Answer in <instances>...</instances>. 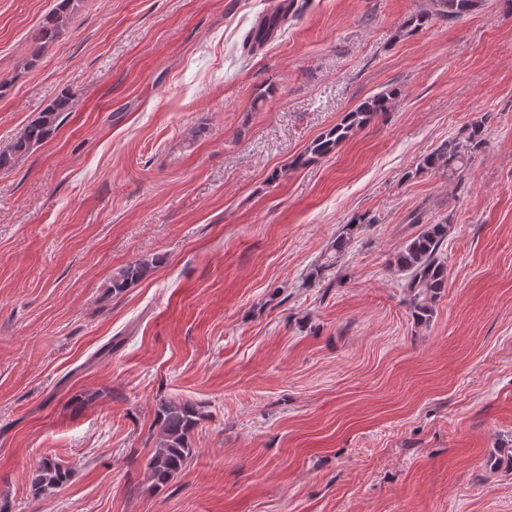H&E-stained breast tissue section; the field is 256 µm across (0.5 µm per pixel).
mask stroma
Segmentation results:
<instances>
[{
  "mask_svg": "<svg viewBox=\"0 0 512 512\" xmlns=\"http://www.w3.org/2000/svg\"><path fill=\"white\" fill-rule=\"evenodd\" d=\"M295 2L250 53L277 0H80L41 51L54 0H0V146L74 96L0 172L10 512H512V0L408 37L424 0ZM389 85L390 111L289 169ZM481 118L461 179L418 171ZM418 207L449 224L422 326L391 264ZM167 400L205 417L159 487ZM46 457L73 477L37 497ZM294 0L282 3L279 9L270 15H264L255 23L244 39V48L248 47V52H254L262 48L287 19L293 11ZM73 95L62 91L52 105L32 120L10 144L0 147V170L11 168L16 160L29 150L46 140L57 128L58 119L62 112L70 109ZM354 226L355 224H346L339 229L331 246L309 269L305 276L306 283L319 284L336 268L353 239ZM153 267V261L149 262L146 259L126 265L112 276L109 291L114 295L122 294L128 288L147 278Z\"/></svg>",
  "mask_w": 512,
  "mask_h": 512,
  "instance_id": "stroma-1",
  "label": "stroma"
}]
</instances>
